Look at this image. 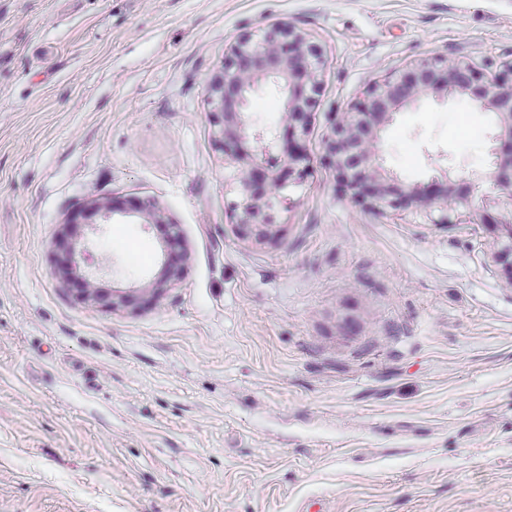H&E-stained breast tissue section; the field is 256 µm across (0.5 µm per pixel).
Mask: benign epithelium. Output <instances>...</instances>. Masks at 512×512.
<instances>
[{"mask_svg": "<svg viewBox=\"0 0 512 512\" xmlns=\"http://www.w3.org/2000/svg\"><path fill=\"white\" fill-rule=\"evenodd\" d=\"M323 66L304 36L290 25L280 23L257 39L246 38L231 48L224 70L208 85L212 112L223 117L220 130L224 149L248 139L254 142L251 153L232 154L236 164V190L240 210L237 227L244 235L263 241L273 235L272 212L284 202V184L269 163L278 137L255 127L249 108L253 97L268 81L277 83L284 95L280 121L301 134L307 130L311 93L317 89L316 73ZM442 89L452 98L465 96L481 110L495 114L497 133L493 141V161L482 175L494 187L509 192L512 198V62L491 79L475 64L435 55L421 59L399 76L390 75L373 82L363 98L348 112L335 117L326 142L327 159L338 181L350 192L351 200L377 211L394 209L405 200L430 218L433 224L449 223L448 212L465 201L458 183L442 170L433 181L444 188L433 191L422 185H400L388 176L380 163V131L396 110L415 106L431 93ZM119 211L113 202L92 199L76 209L70 224H86L98 216L106 224ZM141 223L167 224V247L179 240L178 226L166 223L162 210L149 202L136 207ZM65 270L85 285L84 296L98 299L97 276L103 266L82 236H69ZM183 271L180 258L163 254L158 279L150 291L159 296Z\"/></svg>", "mask_w": 512, "mask_h": 512, "instance_id": "7a95c632", "label": "benign epithelium"}]
</instances>
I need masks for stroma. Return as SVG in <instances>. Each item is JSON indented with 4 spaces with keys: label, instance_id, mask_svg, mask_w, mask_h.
<instances>
[{
    "label": "stroma",
    "instance_id": "35a3bbf8",
    "mask_svg": "<svg viewBox=\"0 0 512 512\" xmlns=\"http://www.w3.org/2000/svg\"><path fill=\"white\" fill-rule=\"evenodd\" d=\"M285 21L324 59L273 236L238 235L210 80ZM438 53L512 61V0H0V512H512V198L495 117L434 93L385 170H448L469 211L355 205L322 160L335 113ZM282 95L252 100L277 132ZM91 198L166 214L96 240L89 301L58 241ZM183 273L160 297L168 224Z\"/></svg>",
    "mask_w": 512,
    "mask_h": 512
}]
</instances>
